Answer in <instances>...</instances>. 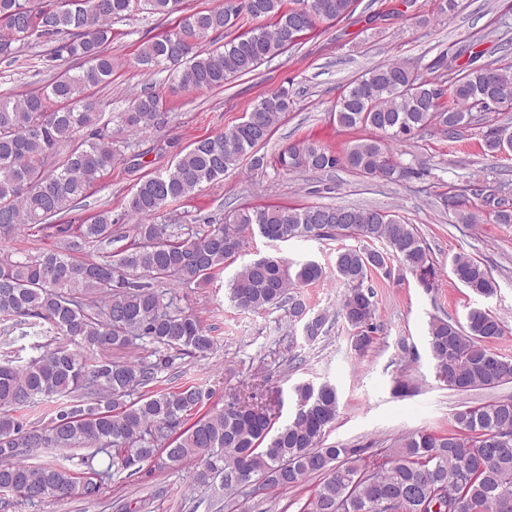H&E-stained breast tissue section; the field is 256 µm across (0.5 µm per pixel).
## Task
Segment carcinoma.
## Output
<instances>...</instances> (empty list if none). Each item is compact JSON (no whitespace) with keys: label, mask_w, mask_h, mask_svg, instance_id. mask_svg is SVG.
<instances>
[{"label":"carcinoma","mask_w":512,"mask_h":512,"mask_svg":"<svg viewBox=\"0 0 512 512\" xmlns=\"http://www.w3.org/2000/svg\"><path fill=\"white\" fill-rule=\"evenodd\" d=\"M355 0H226L220 8L194 12L179 29L140 45L138 63L147 73L172 69L177 87L203 93L231 78L256 71L296 45L295 36L323 22L349 16ZM183 0H0V60L13 61L22 48L51 46L48 61L62 56L82 61L47 87L0 95V247L19 233L55 239L51 249L0 257V320L8 326L0 359V493L30 504L73 494H99L112 468L141 472L158 454L193 462V484L220 489L230 497L259 477L261 489L287 490L310 475L320 483L300 512H512V399L466 406L453 414L446 435L415 432L382 461H368L364 448L320 447L336 419L338 395L328 382L293 387L294 413L274 427L257 396L234 397L222 408L204 410L210 394L194 385L154 390L155 362H124L105 351L136 340L152 354L173 350L205 357L215 339L199 317L164 300L158 285L208 283L244 251L256 232L279 241L293 238H353L360 246L341 248L333 271L347 286L337 311L353 331L361 355L374 342L375 303L365 285L372 271L387 270L386 253L364 246L384 241L402 267L430 288L436 267L416 227L394 214L346 206L236 209L224 223L208 228L183 224H135L115 233L112 211L88 224H59L57 217L81 204L121 156L112 132L100 125L103 113L91 90L112 78V24L137 13L170 16ZM251 25L247 31H232ZM225 32L224 44L204 47L211 33ZM448 85L438 84L397 62H383L351 81L336 101L334 116L346 129H370L343 152L311 140L289 147L278 158L288 172H329L344 167L362 177L404 180L414 169L394 146L438 127L450 139L484 120V114L512 104V68L494 62L453 67ZM293 100L286 89L262 97L250 116L231 129L195 141L164 170L140 180L126 204L131 216L150 217L186 200L205 184L224 177L247 157L252 168L266 166L258 154ZM166 101L148 87L119 113L122 126L138 133L158 124ZM509 127L487 129L485 151L496 157L512 150ZM497 223L512 224V204L488 195ZM121 246L112 248V243ZM90 254L78 259L76 252ZM456 280L476 295L490 297L496 284L478 260L458 254ZM327 277L308 260L293 264L278 257L246 263L229 284L234 305L252 312L285 307L303 337L326 335L328 316L311 314L300 289ZM39 329L50 337L41 353L23 365L10 355L16 330ZM502 336L500 320L472 309L466 326L437 317L429 328L435 370L458 391L491 389L512 381V359L487 343ZM138 397H133L134 393ZM67 398L45 425L26 424L16 412L38 399ZM87 447L86 469L32 465L37 448ZM108 466L93 465L97 454Z\"/></svg>","instance_id":"cac0c4a2"}]
</instances>
